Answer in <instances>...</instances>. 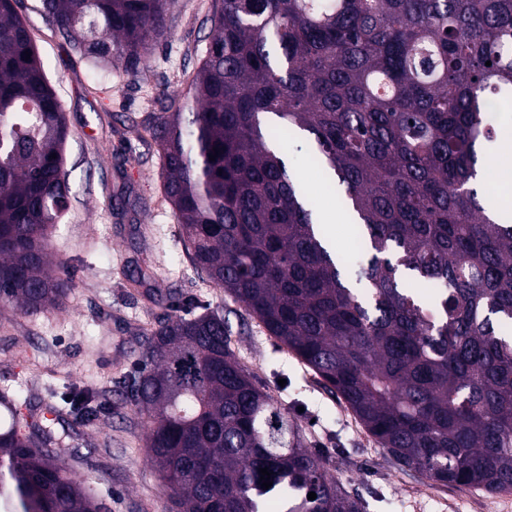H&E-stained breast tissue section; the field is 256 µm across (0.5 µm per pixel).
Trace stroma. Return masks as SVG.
Wrapping results in <instances>:
<instances>
[{"instance_id": "1", "label": "stroma", "mask_w": 512, "mask_h": 512, "mask_svg": "<svg viewBox=\"0 0 512 512\" xmlns=\"http://www.w3.org/2000/svg\"><path fill=\"white\" fill-rule=\"evenodd\" d=\"M214 0H172L166 28L137 76L92 68L56 33L41 0H18L46 76L65 112L70 136L65 170L71 207L53 232L49 250L73 277L62 306L35 317L0 309V390L18 396L20 416L62 405L73 385L110 401L111 413L73 427L58 454L110 512H171L172 504L146 458L151 423L121 405L122 386L134 369L133 351L176 305L193 314L223 310L231 351L301 426L307 446L324 457L342 488L361 498L367 512H512V492L490 496L453 486L424 485L398 465L291 354L281 349L242 306L192 267L180 226L165 200L153 141L136 140L128 119L154 124L161 99L187 87L210 41ZM296 137L287 159L314 196L329 238L341 254L359 243L339 205V190L304 159ZM152 256L154 274L139 280L138 266Z\"/></svg>"}]
</instances>
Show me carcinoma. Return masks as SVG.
<instances>
[{
  "label": "carcinoma",
  "instance_id": "1",
  "mask_svg": "<svg viewBox=\"0 0 512 512\" xmlns=\"http://www.w3.org/2000/svg\"><path fill=\"white\" fill-rule=\"evenodd\" d=\"M16 4L0 0V307L35 316L72 288L48 251L70 208L69 132ZM169 5L42 0L74 49L124 75ZM210 23L188 91L150 127L192 266L400 466L511 490L512 214L486 212L473 181L512 105V0H218ZM297 134L358 218L354 265L283 159ZM229 336L218 311L171 315L134 351L124 404L152 424L173 512H365ZM0 404V512H105L59 462L52 426L22 433ZM102 409L75 389L63 411L88 424Z\"/></svg>",
  "mask_w": 512,
  "mask_h": 512
}]
</instances>
